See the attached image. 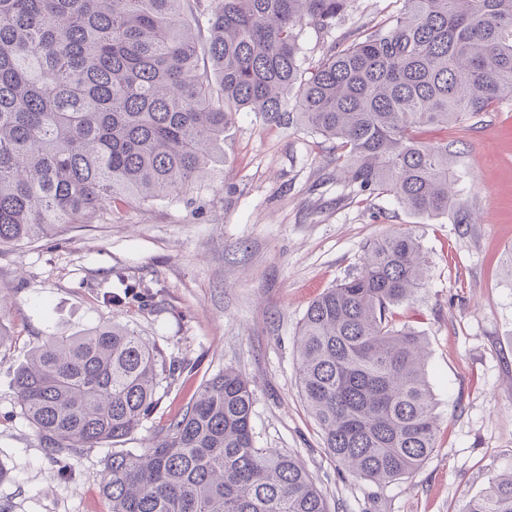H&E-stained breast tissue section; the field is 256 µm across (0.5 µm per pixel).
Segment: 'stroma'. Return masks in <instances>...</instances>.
Listing matches in <instances>:
<instances>
[{"instance_id": "1", "label": "stroma", "mask_w": 512, "mask_h": 512, "mask_svg": "<svg viewBox=\"0 0 512 512\" xmlns=\"http://www.w3.org/2000/svg\"><path fill=\"white\" fill-rule=\"evenodd\" d=\"M402 8L403 0H352L332 30L305 29L304 67ZM448 137L460 151L468 224L355 194L336 176L335 142L242 112L186 192L1 251L13 340L0 347V512H110L101 482L112 453H143L227 368L255 394V446L296 456L329 512H462L512 468V98ZM396 230L412 232L430 262L424 288L395 315L426 342L438 432L418 470L378 483L326 452L299 385L294 339L312 300L356 271L366 243ZM119 273L152 288L154 303L108 301ZM114 320L184 368L136 431L70 453L73 476L58 478L14 394L16 370L47 337Z\"/></svg>"}]
</instances>
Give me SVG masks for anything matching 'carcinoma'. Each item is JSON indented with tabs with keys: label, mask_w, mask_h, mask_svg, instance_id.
<instances>
[{
	"label": "carcinoma",
	"mask_w": 512,
	"mask_h": 512,
	"mask_svg": "<svg viewBox=\"0 0 512 512\" xmlns=\"http://www.w3.org/2000/svg\"><path fill=\"white\" fill-rule=\"evenodd\" d=\"M202 2L0 0V250L182 193L242 111L336 141V168L359 195H389L418 217L457 208L456 142L426 134L512 96V0H404L310 73L304 28L332 29L351 0ZM191 8L207 19L209 70ZM427 273L415 235L375 238L357 271L310 304L295 339L324 448L374 482L414 472L436 448L426 345L393 318ZM178 369L127 327L99 324L47 337L14 390L63 473L66 454L135 431ZM253 403L226 368L145 453H112L102 480L112 512H328L296 457L254 446ZM464 512H512V470Z\"/></svg>",
	"instance_id": "carcinoma-1"
}]
</instances>
